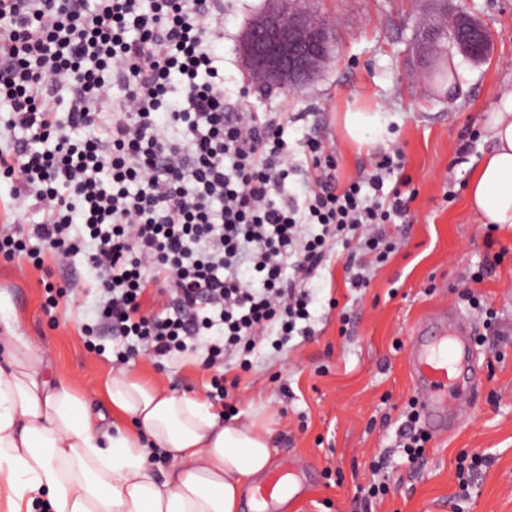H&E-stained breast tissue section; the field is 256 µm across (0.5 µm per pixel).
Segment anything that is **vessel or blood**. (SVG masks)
Returning <instances> with one entry per match:
<instances>
[{
	"instance_id": "obj_1",
	"label": "vessel or blood",
	"mask_w": 512,
	"mask_h": 512,
	"mask_svg": "<svg viewBox=\"0 0 512 512\" xmlns=\"http://www.w3.org/2000/svg\"><path fill=\"white\" fill-rule=\"evenodd\" d=\"M475 360L471 329L459 321L448 329L427 336L417 334L410 349V371L421 398L425 420L435 432L464 410L467 393L474 382ZM286 489V473L271 470L255 495L270 501Z\"/></svg>"
}]
</instances>
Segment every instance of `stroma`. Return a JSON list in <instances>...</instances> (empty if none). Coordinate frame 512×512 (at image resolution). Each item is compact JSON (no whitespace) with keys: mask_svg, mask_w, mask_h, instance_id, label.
Segmentation results:
<instances>
[{"mask_svg":"<svg viewBox=\"0 0 512 512\" xmlns=\"http://www.w3.org/2000/svg\"><path fill=\"white\" fill-rule=\"evenodd\" d=\"M427 2L302 0L329 27L335 51L303 89L268 91L248 80L238 52L240 33L265 0H224V38L215 55L231 111L276 116L293 147L322 135L344 183L370 171L378 154L400 148L403 165L391 180L416 192L409 223L387 225L396 251L367 269L369 286L351 288L343 257H333L311 306L312 336L293 337L279 352L256 351L240 375L234 421H247L251 404L263 403L276 419L273 461L290 464L299 483L294 498L268 512H512V231H488L467 203V184L491 147L485 114L512 89V0H448V12L465 10L493 40L479 63L447 46L446 85L428 77L414 51L430 19ZM356 110L377 113L379 137L359 143L348 136L345 115ZM489 263L491 276L473 283ZM71 268L79 291L48 312L43 282L61 283V272L0 259V318L16 320L47 353L51 370L96 406L114 342L96 337L102 353L88 351L82 328L95 319V274L80 255ZM468 289L481 295L483 311L470 310L462 297ZM436 311L450 321L471 314L482 336L480 381L471 406L431 434L423 458L411 463L399 448L416 396L410 345ZM125 370L179 394H208L213 377L198 351L159 364L139 355ZM473 454L489 462L464 490L458 465ZM379 482L388 493L363 503V489Z\"/></svg>","mask_w":512,"mask_h":512,"instance_id":"35a3bbf8","label":"stroma"}]
</instances>
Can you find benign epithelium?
Listing matches in <instances>:
<instances>
[{"label": "benign epithelium", "instance_id": "benign-epithelium-1", "mask_svg": "<svg viewBox=\"0 0 512 512\" xmlns=\"http://www.w3.org/2000/svg\"><path fill=\"white\" fill-rule=\"evenodd\" d=\"M460 19L469 34L468 43L460 48L474 61L486 59L490 48L486 27L463 11ZM238 51L253 83L298 90L319 72L332 46L327 28L314 24L310 12L289 7L288 0H267L264 10L242 31Z\"/></svg>", "mask_w": 512, "mask_h": 512}]
</instances>
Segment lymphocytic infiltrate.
I'll return each instance as SVG.
<instances>
[{"instance_id": "obj_1", "label": "lymphocytic infiltrate", "mask_w": 512, "mask_h": 512, "mask_svg": "<svg viewBox=\"0 0 512 512\" xmlns=\"http://www.w3.org/2000/svg\"><path fill=\"white\" fill-rule=\"evenodd\" d=\"M223 35V0H0V178L14 213L0 256L63 269L84 254L94 329L128 342L116 365L200 341L221 399L226 372L249 369L260 344L310 335V284L336 248L351 285L368 286L366 263L389 260L385 227L411 201L385 185L400 150L342 184L318 135L302 144L301 196H285L284 127L229 111ZM28 208L41 222L21 220ZM151 290L171 314L144 310Z\"/></svg>"}]
</instances>
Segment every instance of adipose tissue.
Returning a JSON list of instances; mask_svg holds the SVG:
<instances>
[{
    "instance_id": "adipose-tissue-1",
    "label": "adipose tissue",
    "mask_w": 512,
    "mask_h": 512,
    "mask_svg": "<svg viewBox=\"0 0 512 512\" xmlns=\"http://www.w3.org/2000/svg\"><path fill=\"white\" fill-rule=\"evenodd\" d=\"M492 148L468 183L482 223L512 228V90L487 112ZM41 350L0 321V512H240L243 489L272 459L273 420L255 408L227 423L206 399L178 396L120 373L93 412ZM170 460L164 477L149 467Z\"/></svg>"
}]
</instances>
